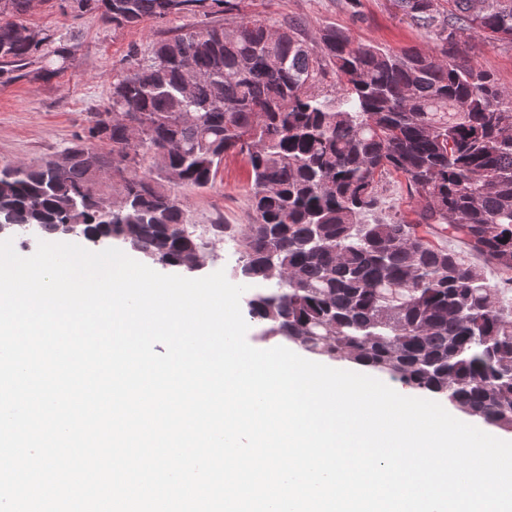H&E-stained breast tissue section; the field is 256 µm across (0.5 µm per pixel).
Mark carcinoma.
<instances>
[{"label": "carcinoma", "mask_w": 512, "mask_h": 512, "mask_svg": "<svg viewBox=\"0 0 512 512\" xmlns=\"http://www.w3.org/2000/svg\"><path fill=\"white\" fill-rule=\"evenodd\" d=\"M28 2L0 0L5 25H23ZM394 2L437 50L356 43L333 27L310 35L297 20L276 28L238 0H58L115 30L188 15L224 22L171 29L133 52L112 79V124L67 146L68 167L1 165L3 231L69 228L186 272L230 237L232 277L255 287L244 302L259 335L366 365L512 432V306L502 301L512 292V90L457 58L472 38L512 44V0ZM71 58L51 34L30 45L0 29L1 78L59 73ZM245 135L257 150L238 144ZM228 157L247 168L248 223L202 229L181 191L212 187ZM395 176L409 214L386 210Z\"/></svg>", "instance_id": "obj_1"}]
</instances>
